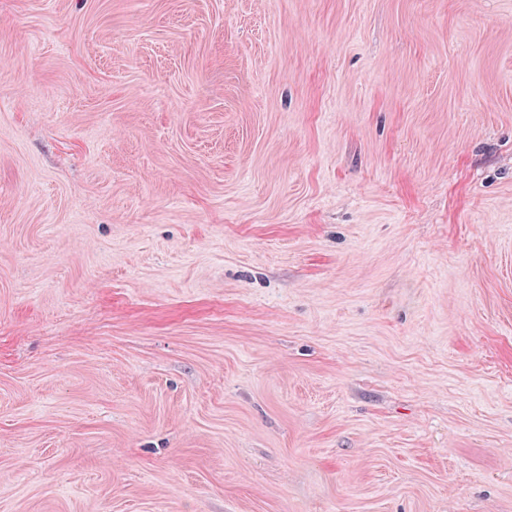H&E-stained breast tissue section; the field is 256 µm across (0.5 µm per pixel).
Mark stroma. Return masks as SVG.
Returning <instances> with one entry per match:
<instances>
[{"mask_svg":"<svg viewBox=\"0 0 512 512\" xmlns=\"http://www.w3.org/2000/svg\"><path fill=\"white\" fill-rule=\"evenodd\" d=\"M0 512H512V0H0Z\"/></svg>","mask_w":512,"mask_h":512,"instance_id":"obj_1","label":"stroma"}]
</instances>
